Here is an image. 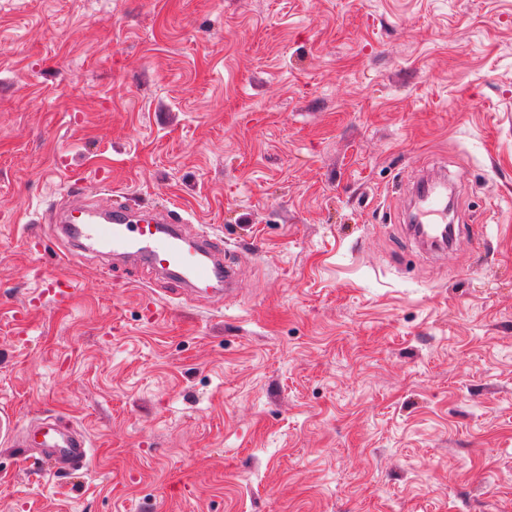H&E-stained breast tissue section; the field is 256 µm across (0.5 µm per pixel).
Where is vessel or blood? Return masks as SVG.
Instances as JSON below:
<instances>
[{
    "label": "vessel or blood",
    "instance_id": "obj_1",
    "mask_svg": "<svg viewBox=\"0 0 512 512\" xmlns=\"http://www.w3.org/2000/svg\"><path fill=\"white\" fill-rule=\"evenodd\" d=\"M69 191L70 202L60 218L59 231L72 243L74 252L91 248L113 257L130 256L186 287L208 289L220 283L226 292L234 291L236 264L225 259L209 231H200L198 245H191L180 232L184 219L179 209H166L162 217L156 218L116 200L107 214L99 217L89 210L87 192L81 184L71 183ZM416 196L418 208L413 221L420 230L419 241L428 245L447 227L448 184L441 179L421 182ZM43 291L60 304L75 293L71 280L59 276L44 280ZM24 445L41 449L43 458L57 473L84 466L91 448L86 435L50 419L29 428Z\"/></svg>",
    "mask_w": 512,
    "mask_h": 512
}]
</instances>
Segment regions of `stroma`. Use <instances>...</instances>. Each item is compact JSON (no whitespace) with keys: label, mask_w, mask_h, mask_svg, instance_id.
Returning <instances> with one entry per match:
<instances>
[{"label":"stroma","mask_w":512,"mask_h":512,"mask_svg":"<svg viewBox=\"0 0 512 512\" xmlns=\"http://www.w3.org/2000/svg\"><path fill=\"white\" fill-rule=\"evenodd\" d=\"M74 177L209 225L239 294L67 262ZM1 415L93 452L0 441V512H512V0H0ZM418 208L413 215L416 228L421 234L416 233V239L426 246L437 242L440 238L432 236L446 229L448 223V184L446 180L423 181L416 187ZM43 291L57 303H65L75 293L72 282L67 277L50 276L43 282ZM22 448H42V458L49 460L55 473L83 467L90 455L91 442L82 433L64 428L49 419L26 432Z\"/></svg>","instance_id":"35a3bbf8"}]
</instances>
